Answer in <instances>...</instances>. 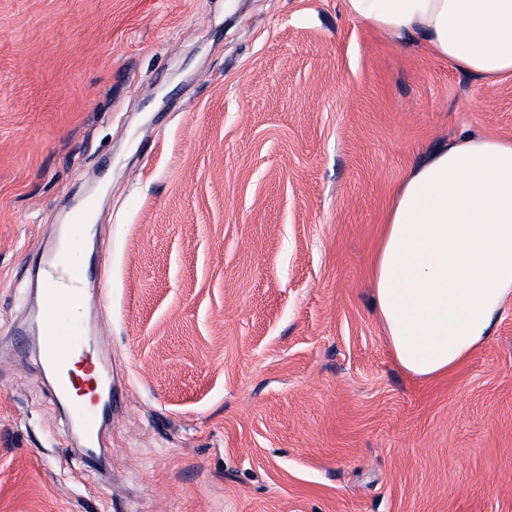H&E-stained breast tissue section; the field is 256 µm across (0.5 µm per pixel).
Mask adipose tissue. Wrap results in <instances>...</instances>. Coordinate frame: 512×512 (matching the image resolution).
<instances>
[{
  "instance_id": "1",
  "label": "adipose tissue",
  "mask_w": 512,
  "mask_h": 512,
  "mask_svg": "<svg viewBox=\"0 0 512 512\" xmlns=\"http://www.w3.org/2000/svg\"><path fill=\"white\" fill-rule=\"evenodd\" d=\"M395 40L421 37L487 84L512 78V0H346ZM512 299V141L465 130L405 177L388 214L372 299L409 373L447 372Z\"/></svg>"
}]
</instances>
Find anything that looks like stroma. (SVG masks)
<instances>
[{"instance_id": "obj_1", "label": "stroma", "mask_w": 512, "mask_h": 512, "mask_svg": "<svg viewBox=\"0 0 512 512\" xmlns=\"http://www.w3.org/2000/svg\"><path fill=\"white\" fill-rule=\"evenodd\" d=\"M512 140L489 85L345 0H0V512H512V302L396 361L372 274L410 169ZM103 257L62 330L112 360L79 447L31 249Z\"/></svg>"}]
</instances>
